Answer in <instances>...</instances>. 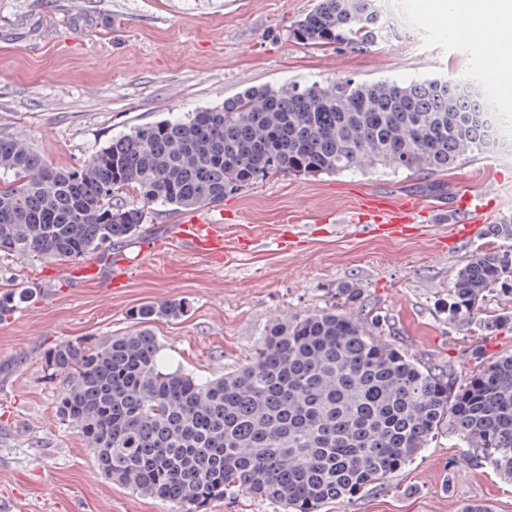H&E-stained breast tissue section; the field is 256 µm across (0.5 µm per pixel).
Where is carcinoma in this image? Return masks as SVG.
Here are the masks:
<instances>
[{"label":"carcinoma","mask_w":512,"mask_h":512,"mask_svg":"<svg viewBox=\"0 0 512 512\" xmlns=\"http://www.w3.org/2000/svg\"><path fill=\"white\" fill-rule=\"evenodd\" d=\"M378 0H317L293 26L314 48L366 46L382 36ZM485 83H288L251 88L185 118L138 124L85 164L55 168L0 137V254L75 261L144 231L145 207L215 206L275 175H336L381 167L446 172L496 148ZM130 191L132 203L112 198ZM512 291V249L460 267L448 317ZM37 295L0 293V320ZM187 311L180 300L132 312L126 336L59 343L42 362L62 379L61 418L111 481L204 512L239 490L286 512H317L382 484L444 430L474 466L512 477V355L457 385L335 308L273 321L249 359L203 380L159 363L148 325Z\"/></svg>","instance_id":"cac0c4a2"}]
</instances>
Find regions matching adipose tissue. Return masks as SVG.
I'll return each instance as SVG.
<instances>
[{"mask_svg":"<svg viewBox=\"0 0 512 512\" xmlns=\"http://www.w3.org/2000/svg\"><path fill=\"white\" fill-rule=\"evenodd\" d=\"M436 11L475 20L480 38L492 52V72L504 81L512 77V0H438Z\"/></svg>","mask_w":512,"mask_h":512,"instance_id":"obj_1","label":"adipose tissue"}]
</instances>
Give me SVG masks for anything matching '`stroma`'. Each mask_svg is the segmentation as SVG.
Segmentation results:
<instances>
[{"label": "stroma", "instance_id": "1", "mask_svg": "<svg viewBox=\"0 0 512 512\" xmlns=\"http://www.w3.org/2000/svg\"><path fill=\"white\" fill-rule=\"evenodd\" d=\"M385 30L366 47L316 49L290 31L316 0H0V136L25 142L57 168L88 161L113 136L176 119L252 87L374 82L486 73L487 50L440 36L425 17L433 0H381ZM489 204L473 238L452 239L462 193ZM417 199L413 234L382 238L352 223L363 197ZM147 230L121 246L139 256L125 287L77 282L70 262L0 255V287H33L35 301L0 321V512H188L111 482L63 421L61 379L42 369L48 348L78 337L133 333L139 306L183 300L184 317L150 329L160 359L202 379L249 356L271 320L334 306L432 369L462 382L474 365L512 355V294L488 297L473 317L449 319L457 270L500 246L493 224L512 214V149L496 148L448 174L384 168L274 176L198 209L224 236L223 256L190 252L170 236L184 215L146 209ZM297 225L296 250L278 247ZM448 241L447 250L439 242ZM360 294L345 303L342 286ZM474 503L512 512V478L462 456L442 434L384 484L319 512H462Z\"/></svg>", "mask_w": 512, "mask_h": 512}]
</instances>
